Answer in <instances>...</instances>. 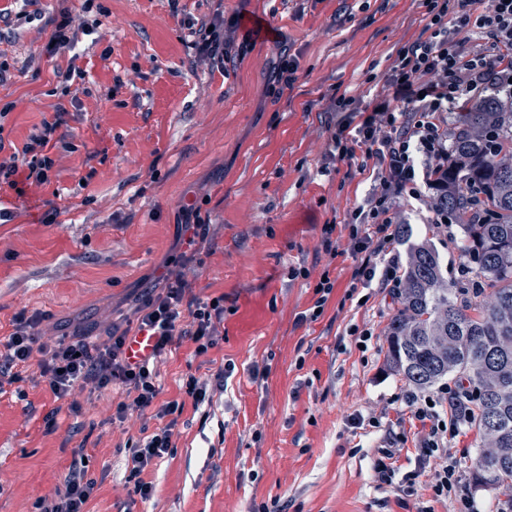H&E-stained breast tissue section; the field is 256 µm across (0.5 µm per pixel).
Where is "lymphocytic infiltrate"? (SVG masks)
<instances>
[{"label":"lymphocytic infiltrate","mask_w":512,"mask_h":512,"mask_svg":"<svg viewBox=\"0 0 512 512\" xmlns=\"http://www.w3.org/2000/svg\"><path fill=\"white\" fill-rule=\"evenodd\" d=\"M419 38L402 48L380 73L371 75L378 89L371 100L345 93L332 99L329 109L341 113L330 139V157L354 162L368 175V193L342 224L321 228V247L336 256V231L348 232L351 252L360 265L352 273L353 284L369 288L398 283L401 267L399 247L403 208L410 201L426 202L436 184V171L448 159L446 122L452 105L461 98H477L495 91L512 94V0H423ZM195 52L224 62L234 46L227 36L223 13H214L192 29ZM66 122L65 111L44 123L24 146L20 161L0 163V185L10 188L41 185L48 181L54 165L52 149L62 145L56 131ZM160 292L143 296L136 308L133 331L112 334L100 345L84 340H58L52 349L35 359L38 338L36 317L19 316L4 347L0 348V378L20 383L37 366L52 394L59 399L75 388L94 391L118 384L132 398L118 403L116 419H125L129 407H157L165 424L158 431L126 443L132 467L129 477L141 499H150L151 483L141 478L153 461L172 454L174 430L185 407L200 409L209 386L224 388L228 374L217 370L212 383L188 376L179 386L180 399L158 403L157 364L176 351L182 340L195 345V355L206 354L218 344V328L224 321V299H198L180 276L165 275ZM154 336L152 351L131 363L127 345L132 334ZM477 391L463 386L444 387L436 406L427 398L410 396L412 418L425 434L428 452L446 447L467 424ZM447 413H440V406ZM96 486L83 461H73L56 500L38 499L37 512H86Z\"/></svg>","instance_id":"obj_1"}]
</instances>
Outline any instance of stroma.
Wrapping results in <instances>:
<instances>
[{
  "label": "stroma",
  "instance_id": "35a3bbf8",
  "mask_svg": "<svg viewBox=\"0 0 512 512\" xmlns=\"http://www.w3.org/2000/svg\"><path fill=\"white\" fill-rule=\"evenodd\" d=\"M0 0L12 15L0 61L27 72L0 82V161L21 153L32 133L66 109L69 146L53 151L49 180L25 195L0 188L13 221L0 224V344L19 313L38 315L41 342L122 331L136 319L134 289L175 255L184 212L209 214L200 263L180 266L193 294L223 297L225 320L247 298L269 295L270 318L255 335L219 341L206 355L183 340L160 366L161 400L178 397L187 375L235 370L226 390H212L209 419L185 408L172 455L141 474L154 493L142 500L129 482L128 438L162 427L154 410L113 423L118 388L81 411L48 385L8 386L0 393V512H35L62 487L72 460L85 455L97 480L86 512H453L429 482L442 462L426 456L411 420L412 387L387 369L385 327L397 291L374 289L366 304L347 292L357 264L347 239L329 260L321 227L342 221L369 183L355 165L329 158L338 114L332 95H368L373 62L416 40L422 0ZM223 8L250 32L243 56L224 67L197 58L189 24ZM67 10L85 26L79 46L48 56L51 16ZM270 20L267 41L247 18ZM298 64L292 88L268 93L282 54ZM82 72V88L57 91V69ZM54 223H42L48 210ZM295 230H287L288 221ZM306 267L309 279L291 278ZM336 285L315 321L322 272ZM370 329L374 349L361 352L353 329ZM54 415V428L45 418ZM380 427L368 426L370 418ZM474 428L451 441L464 484L480 512H497L505 491L475 487ZM395 448L392 484L377 482L385 448Z\"/></svg>",
  "mask_w": 512,
  "mask_h": 512
}]
</instances>
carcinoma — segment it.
Masks as SVG:
<instances>
[{"label": "carcinoma", "instance_id": "carcinoma-1", "mask_svg": "<svg viewBox=\"0 0 512 512\" xmlns=\"http://www.w3.org/2000/svg\"><path fill=\"white\" fill-rule=\"evenodd\" d=\"M431 205L460 221L461 249L491 292L448 287L434 245L408 244L386 365L419 389L450 376L476 389L475 482L512 489V96L489 93L453 117Z\"/></svg>", "mask_w": 512, "mask_h": 512}]
</instances>
